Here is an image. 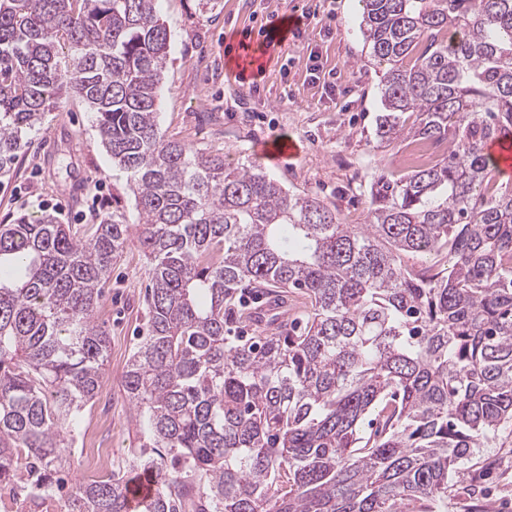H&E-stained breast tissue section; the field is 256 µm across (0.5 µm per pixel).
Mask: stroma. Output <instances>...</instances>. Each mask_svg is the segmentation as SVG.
Returning a JSON list of instances; mask_svg holds the SVG:
<instances>
[{
	"label": "stroma",
	"instance_id": "35a3bbf8",
	"mask_svg": "<svg viewBox=\"0 0 512 512\" xmlns=\"http://www.w3.org/2000/svg\"><path fill=\"white\" fill-rule=\"evenodd\" d=\"M157 8L170 35L157 101L162 131L223 155L231 168L262 164L287 190L335 208L339 223H366L365 186L375 171L403 172L406 143L376 139L385 70L361 34L358 0H158ZM278 16L291 17L294 28L281 30L272 60L247 87L229 69L234 49L245 41L265 47ZM284 135L298 141L300 155L261 162L257 146ZM115 209L134 215L132 194L101 145L94 113L77 98L47 113L25 154L0 174V224L47 211L86 237ZM149 283L147 260L130 241L102 287L96 317L110 336L109 363L82 416L111 421L112 471L129 483L139 476L127 464L138 428L121 381L146 334ZM456 481L447 512H467L474 499L484 512H512V434L477 450Z\"/></svg>",
	"mask_w": 512,
	"mask_h": 512
}]
</instances>
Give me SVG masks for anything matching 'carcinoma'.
<instances>
[{
  "label": "carcinoma",
  "mask_w": 512,
  "mask_h": 512,
  "mask_svg": "<svg viewBox=\"0 0 512 512\" xmlns=\"http://www.w3.org/2000/svg\"><path fill=\"white\" fill-rule=\"evenodd\" d=\"M155 2L0 0V173L77 96L138 215L87 241L50 212L0 224V488L23 512L55 492L109 355L101 285L134 233L151 286L122 382L128 459L159 479L141 512H440L461 462L512 434V186L486 153L512 135V0H359L387 65L377 138L446 146L377 174L360 225L165 136ZM247 288L280 310H242ZM127 508L113 474L64 512Z\"/></svg>",
  "instance_id": "carcinoma-1"
}]
</instances>
